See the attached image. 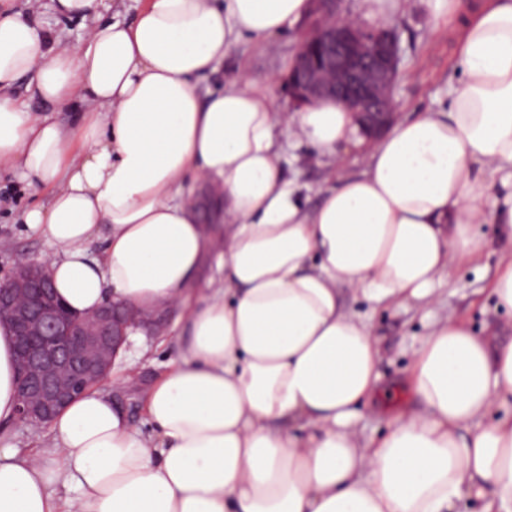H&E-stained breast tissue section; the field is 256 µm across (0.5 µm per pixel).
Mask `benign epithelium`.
Wrapping results in <instances>:
<instances>
[{
    "mask_svg": "<svg viewBox=\"0 0 512 512\" xmlns=\"http://www.w3.org/2000/svg\"><path fill=\"white\" fill-rule=\"evenodd\" d=\"M345 11V0H314L288 70V96L298 108L329 98L344 102L374 142L395 120L403 49L396 28L365 26L345 19ZM0 322L16 343L17 420L43 425L109 377L134 330L160 333L167 317L116 302L73 314L56 296L45 262L22 259L0 281Z\"/></svg>",
    "mask_w": 512,
    "mask_h": 512,
    "instance_id": "1",
    "label": "benign epithelium"
}]
</instances>
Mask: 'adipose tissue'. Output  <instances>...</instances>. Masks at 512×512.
Returning a JSON list of instances; mask_svg holds the SVG:
<instances>
[{
	"label": "adipose tissue",
	"mask_w": 512,
	"mask_h": 512,
	"mask_svg": "<svg viewBox=\"0 0 512 512\" xmlns=\"http://www.w3.org/2000/svg\"><path fill=\"white\" fill-rule=\"evenodd\" d=\"M423 2L460 22L447 108L397 121L309 211L277 130L334 158L363 144L352 112L279 111L271 81L246 75L218 92L198 81L240 39L303 21L310 0H144L129 23L106 0H52L89 25L73 47L0 0V171L48 194L20 219L56 247L57 294L85 314L109 299L181 305L187 331L181 363L141 395L149 430L91 388L54 418L51 443L0 448V512H453L465 497L512 512V415L488 416L512 404V338L433 323L411 405L379 439L354 431L393 396L341 287L427 303L449 257L475 258V225L512 247V0ZM64 110L77 121L60 123ZM189 178L209 202L184 197ZM206 204L221 223H203ZM207 257L220 276L202 283ZM16 408L0 324V427Z\"/></svg>",
	"instance_id": "adipose-tissue-1"
}]
</instances>
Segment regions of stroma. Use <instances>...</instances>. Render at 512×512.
Instances as JSON below:
<instances>
[{
  "label": "stroma",
  "instance_id": "1",
  "mask_svg": "<svg viewBox=\"0 0 512 512\" xmlns=\"http://www.w3.org/2000/svg\"><path fill=\"white\" fill-rule=\"evenodd\" d=\"M395 26L404 49L394 92L398 118H411L422 111L447 107L448 91L461 79L460 71L453 64L454 45L448 37L447 23L432 21L421 0H405ZM301 35L298 29L286 31L260 48L248 41L238 43L214 73L200 80V89L220 90L244 73L256 79L274 74L279 78L273 87L277 106L285 112L293 111L281 80L288 74ZM279 140L284 145L285 176L294 195L309 205L333 187L340 176L362 171L366 164V150L362 147L347 152L341 163L332 164L309 146L297 143L289 130H280ZM46 199V193L30 195L10 174H0V277L20 259L46 260L55 253L54 245L24 230L18 222L23 208ZM475 237L481 246L477 257L465 265L451 262L448 273L435 284L431 304L412 303L404 308L377 305L365 301L352 289L342 290L344 309L368 317L380 341L378 370L384 383L394 385L401 380L411 365L414 350L435 320L448 316L481 336H512V311L497 305L491 288L505 248L496 225H476ZM181 315V309H170L165 333L147 337L150 361L132 365L127 360H118L110 379L102 384L103 389L111 391L116 402L127 407L135 421L143 419L140 395L116 385L115 380L133 371L140 385L145 386L167 368L179 364L185 337Z\"/></svg>",
  "mask_w": 512,
  "mask_h": 512
}]
</instances>
